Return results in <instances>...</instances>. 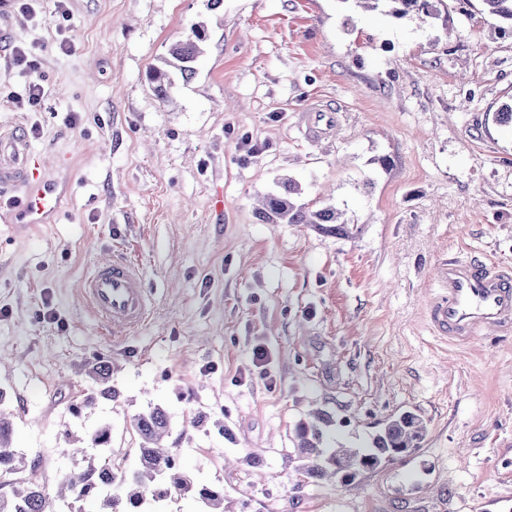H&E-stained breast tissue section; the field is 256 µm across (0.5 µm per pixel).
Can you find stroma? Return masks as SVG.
<instances>
[{
  "instance_id": "obj_1",
  "label": "stroma",
  "mask_w": 512,
  "mask_h": 512,
  "mask_svg": "<svg viewBox=\"0 0 512 512\" xmlns=\"http://www.w3.org/2000/svg\"><path fill=\"white\" fill-rule=\"evenodd\" d=\"M66 8L0 6V131L39 125L34 153L71 161L55 223L28 234L0 223V390L13 445L45 486L72 467L67 427L111 423L112 455L133 471L131 418L151 402L182 467L244 512H512V334L457 345L426 319L439 262L481 252L512 266V124L498 119L512 101V33L481 0H448L425 24L345 0ZM200 20L196 72H172L162 99L150 74ZM15 46L40 59L39 111L10 101L29 80L9 63ZM314 105L334 111L316 140L303 133ZM289 179L358 233L258 221L255 200ZM122 252L141 264L152 311L115 340L79 287ZM96 356L111 360L120 398L78 419L69 406ZM314 408L354 448L405 411L427 431L353 484H301L286 458Z\"/></svg>"
}]
</instances>
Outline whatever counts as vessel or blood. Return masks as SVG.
I'll return each instance as SVG.
<instances>
[{
	"label": "vessel or blood",
	"instance_id": "b4317fda",
	"mask_svg": "<svg viewBox=\"0 0 512 512\" xmlns=\"http://www.w3.org/2000/svg\"><path fill=\"white\" fill-rule=\"evenodd\" d=\"M66 159L45 167L31 151L25 131L0 132V191H11L6 221L14 233H25L55 221L70 179L60 178ZM439 293L427 307L436 336L464 344L488 332H512V268L474 257L452 258L438 266ZM81 294L103 330L119 339L135 334L150 310L142 271L121 255L96 264L81 283Z\"/></svg>",
	"mask_w": 512,
	"mask_h": 512
}]
</instances>
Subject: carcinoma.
<instances>
[{"label": "carcinoma", "mask_w": 512, "mask_h": 512, "mask_svg": "<svg viewBox=\"0 0 512 512\" xmlns=\"http://www.w3.org/2000/svg\"><path fill=\"white\" fill-rule=\"evenodd\" d=\"M391 14L404 17L414 14L426 22L440 17L448 9L446 0H387ZM489 14L512 27V0H482ZM205 27L195 22L185 38L172 44L166 64L185 78L195 73L194 65L204 53ZM298 184L290 180L283 191L266 196L255 215L264 224H306L327 234L351 237L358 231L355 224L344 218L343 211L333 206L312 208L299 203ZM91 386L83 397L69 406L75 417L90 414L102 400L116 401L119 391L112 386V361L97 357L89 363ZM6 395L0 391V475L20 474L8 494L0 495V512H74L79 502L99 503L98 512H167L175 498L195 493L202 512H229L224 508V486L198 484L179 465L173 450L167 445L170 419L158 404H148L132 419V428L140 439L139 464L130 472H114L102 463L105 452L112 451V427L99 426L89 447L79 446L80 440L70 432L65 438L72 452L81 456L83 466L75 468L50 492L39 479L33 478L25 454L11 446L13 422L4 408ZM331 416L323 411L309 413L299 421L293 434V453L300 481L324 479L341 473L344 481L352 482L363 470L375 469L409 455L421 447L426 424L417 414L405 412L389 419L371 439L366 448H344L330 444L326 428Z\"/></svg>", "instance_id": "1"}]
</instances>
